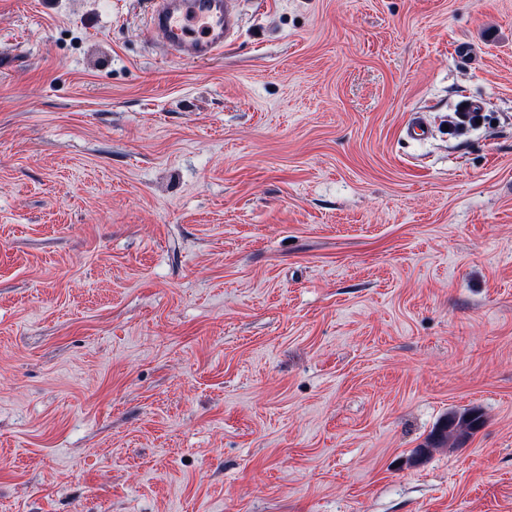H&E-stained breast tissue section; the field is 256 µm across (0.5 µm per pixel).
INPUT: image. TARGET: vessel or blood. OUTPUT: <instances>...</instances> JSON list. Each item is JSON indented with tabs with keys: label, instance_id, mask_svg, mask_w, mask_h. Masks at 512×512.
Here are the masks:
<instances>
[{
	"label": "vessel or blood",
	"instance_id": "1",
	"mask_svg": "<svg viewBox=\"0 0 512 512\" xmlns=\"http://www.w3.org/2000/svg\"><path fill=\"white\" fill-rule=\"evenodd\" d=\"M238 0H151L147 18L151 31L161 33L172 57L206 60L231 45L240 27Z\"/></svg>",
	"mask_w": 512,
	"mask_h": 512
}]
</instances>
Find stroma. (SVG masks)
<instances>
[{"label": "stroma", "instance_id": "stroma-1", "mask_svg": "<svg viewBox=\"0 0 512 512\" xmlns=\"http://www.w3.org/2000/svg\"><path fill=\"white\" fill-rule=\"evenodd\" d=\"M241 11L0 0V512H512V0ZM147 18L151 31L163 36L172 57L211 59L234 42L240 27V0H152ZM200 23V30L192 26ZM479 425V418L468 413L453 415L428 438V447L457 444L472 434Z\"/></svg>", "mask_w": 512, "mask_h": 512}]
</instances>
